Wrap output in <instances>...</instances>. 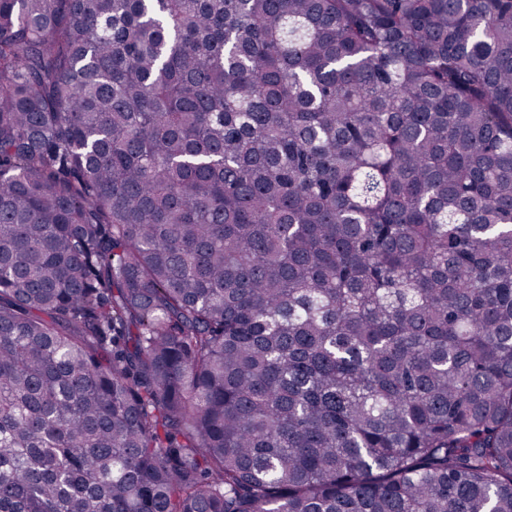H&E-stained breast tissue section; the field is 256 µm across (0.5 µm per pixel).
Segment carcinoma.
Masks as SVG:
<instances>
[{"label":"carcinoma","mask_w":512,"mask_h":512,"mask_svg":"<svg viewBox=\"0 0 512 512\" xmlns=\"http://www.w3.org/2000/svg\"><path fill=\"white\" fill-rule=\"evenodd\" d=\"M0 512H512V0H0Z\"/></svg>","instance_id":"cac0c4a2"}]
</instances>
